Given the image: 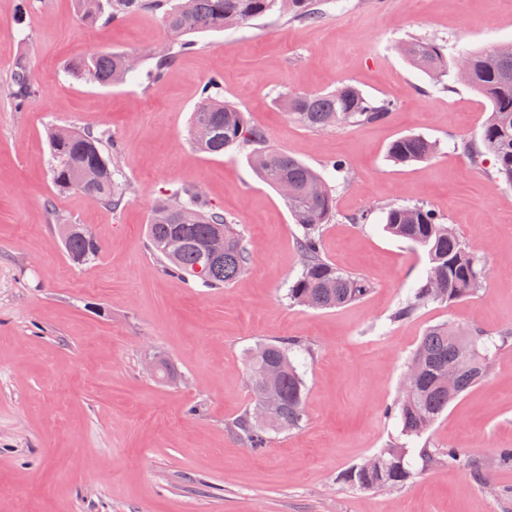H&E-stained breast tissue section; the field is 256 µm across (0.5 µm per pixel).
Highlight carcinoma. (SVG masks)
<instances>
[{
    "instance_id": "1",
    "label": "carcinoma",
    "mask_w": 512,
    "mask_h": 512,
    "mask_svg": "<svg viewBox=\"0 0 512 512\" xmlns=\"http://www.w3.org/2000/svg\"><path fill=\"white\" fill-rule=\"evenodd\" d=\"M79 20L96 23L115 21L130 11L159 17L171 37L169 52L140 58L139 66H126L125 52H100L77 59L65 66V74L101 86H115L130 76L145 86L160 82L172 63L195 47L192 36L207 31H221L278 10L308 22L321 15L320 0H76ZM410 64L428 75L435 84L448 76L444 48L433 40L410 38L397 46ZM466 64V86L485 96L490 111L478 140H462L456 150L465 156L494 157L499 178L512 186V42L497 44L461 54ZM37 93L26 61L17 62L10 96L21 109ZM283 109L303 126L317 132L346 126H361L388 120L394 110L387 101L372 100L349 84L323 92L290 93L281 100ZM204 124L207 132H198ZM50 145L51 176L60 193L80 190L96 197L105 206L117 210L128 201L129 188L119 180V154L112 134L93 127L69 128L50 126L46 131ZM190 137L201 153L221 156L237 147L249 151L251 161L263 157L266 163L253 166L255 175L275 188L284 180L294 194L285 199L288 210L302 228L298 249L303 257L301 273L288 287V301L311 309L343 307L362 300L370 292L368 281L341 270L324 256L320 228L336 215V198L326 177L287 152L270 143L260 126L250 123L245 113L224 101L223 79L214 76L202 86L200 103L194 112ZM437 151V144L423 137L408 135L394 141L388 150L390 160L407 166L426 160ZM96 173L92 186H81L78 174ZM316 184L323 193L310 197L306 190ZM163 211L168 219L150 218L147 244L165 271L191 279L204 288H222L235 281L248 268L252 252L244 243L236 224L224 211L209 204L198 187H182L159 200L152 212ZM386 231L394 237L423 248L429 259L425 278L412 295L393 311L390 321L402 322L416 316L430 303L448 306L475 296L489 277L484 260L474 254L456 229L424 204H389L382 208ZM59 234L70 261L86 265L102 251L100 243L81 224L56 219ZM224 236V252L205 259L207 243L216 234ZM208 264L205 275H196L197 266ZM459 325L446 321L426 330L409 362L415 364L416 385H402L390 415L399 419L401 435L419 438L432 426L450 403L483 381L489 372L494 352L512 339V328L494 337L479 327L465 328L469 348L460 349ZM310 353L309 347L295 341L260 343L249 353L248 383L255 403L266 394L265 376L272 367L279 371L275 388L277 400L272 419L264 424L247 409L230 429L259 450L267 446L268 435L276 430H293L302 426L305 414L306 385L291 354ZM457 372L458 385L448 390V370ZM407 444L392 442L375 456L354 465L342 474V481L356 489L398 487L412 477ZM418 456L422 466L455 463L465 471L481 473L479 465L464 459L450 448L441 450L424 446Z\"/></svg>"
}]
</instances>
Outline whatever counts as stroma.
Segmentation results:
<instances>
[{"instance_id":"obj_1","label":"stroma","mask_w":512,"mask_h":512,"mask_svg":"<svg viewBox=\"0 0 512 512\" xmlns=\"http://www.w3.org/2000/svg\"><path fill=\"white\" fill-rule=\"evenodd\" d=\"M0 0V512H512V344L488 377L429 428L432 447L460 450L484 479L455 466L415 470L403 486L359 490L343 472L385 448L387 414L424 331L444 321L490 333L512 327V187L493 157L454 148L480 138L490 105L464 86L438 89L396 51L410 37L459 53L512 41V0H323L314 22L275 11L198 35L163 80L102 87L71 80L67 61L101 51L146 55L166 41L156 17L129 13L85 25L74 0ZM25 58L39 92L23 110L7 94ZM224 97L271 143L317 170L343 160L336 216L322 230L337 267L372 283L362 301L315 310L289 303L301 229L244 150L211 157L189 140L201 85ZM350 84L387 100L388 121L309 130L279 103L288 92ZM109 130L132 188L122 208L80 191L56 193L49 126ZM416 134L437 153L400 166L389 145ZM199 186L233 217L253 251L229 285L201 288L165 272L145 241L157 200ZM423 203L490 270L479 293L413 319L389 316L429 266L423 249L388 234L381 207ZM371 211L368 223L355 215ZM102 244L93 263L66 256L55 215ZM312 348L302 364L307 421L248 448L230 425L253 404L246 354L268 340ZM172 359L181 379L146 366Z\"/></svg>"}]
</instances>
